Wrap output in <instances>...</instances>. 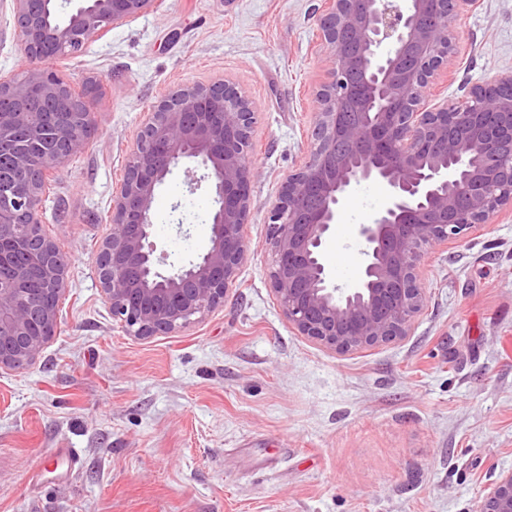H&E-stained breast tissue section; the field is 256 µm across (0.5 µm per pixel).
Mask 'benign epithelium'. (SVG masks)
<instances>
[{"mask_svg":"<svg viewBox=\"0 0 512 512\" xmlns=\"http://www.w3.org/2000/svg\"><path fill=\"white\" fill-rule=\"evenodd\" d=\"M22 54L46 61L84 51L102 32L155 0H75L52 24L32 0H12ZM475 0H324L315 54L327 80L312 91L315 115L304 163L288 174L271 210L267 241L273 295L303 336L337 353L400 340L425 303L422 260L462 243L512 209V71L473 85L460 100L428 107L431 86L455 64L460 7ZM0 159L14 185L0 187V369L30 366L56 335L67 258L43 230L50 182L98 126L96 94L42 66L0 78ZM76 105L48 117L42 102ZM252 101L223 80L169 90L144 112L122 182L112 232L95 255L102 297L134 337L179 331L224 302L248 259L243 233L254 174ZM182 162L215 179L205 252L173 274L151 241L157 190ZM383 183L386 208L360 225L363 276L332 283L322 245L363 181ZM476 512H512V470Z\"/></svg>","mask_w":512,"mask_h":512,"instance_id":"obj_1","label":"benign epithelium"}]
</instances>
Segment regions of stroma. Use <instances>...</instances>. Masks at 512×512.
Returning <instances> with one entry per match:
<instances>
[{
  "instance_id": "stroma-1",
  "label": "stroma",
  "mask_w": 512,
  "mask_h": 512,
  "mask_svg": "<svg viewBox=\"0 0 512 512\" xmlns=\"http://www.w3.org/2000/svg\"><path fill=\"white\" fill-rule=\"evenodd\" d=\"M321 0H159L86 50L51 61L101 84L99 127L51 184L44 229L68 260L56 335L26 369L0 370V512H475L512 469V211L425 256L408 336L339 355L300 335L271 291L267 224L303 163ZM456 64L432 106L512 70V0L456 22ZM0 0V78L28 67ZM225 80L255 112L250 250L222 304L169 335H128L94 268L112 230L145 108ZM356 187L324 243L331 280L363 274L360 225L384 209ZM211 180L174 169L152 208L168 264L208 245Z\"/></svg>"
}]
</instances>
